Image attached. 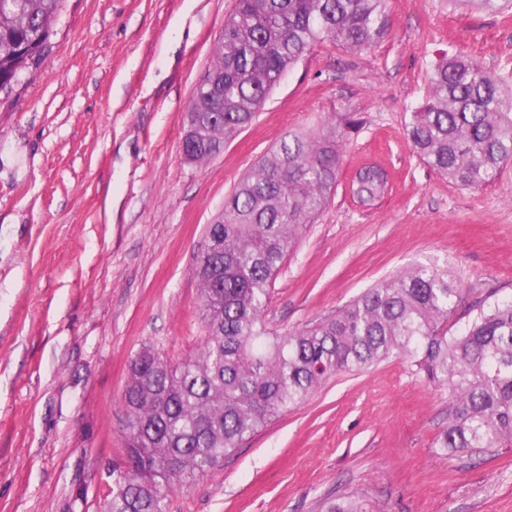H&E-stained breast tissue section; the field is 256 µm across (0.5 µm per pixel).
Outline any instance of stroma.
<instances>
[{
  "label": "stroma",
  "mask_w": 512,
  "mask_h": 512,
  "mask_svg": "<svg viewBox=\"0 0 512 512\" xmlns=\"http://www.w3.org/2000/svg\"><path fill=\"white\" fill-rule=\"evenodd\" d=\"M235 4L61 0L43 64L0 92V512H95L123 457L130 357L198 350L205 228L288 132L360 120L329 204L274 282L268 331L333 317L417 262L448 264L466 301L512 296V162L468 189L405 139L442 56L512 75V12L387 0L383 42L319 43L223 153L191 163L185 113ZM368 164L390 191L364 207L349 185ZM448 404L406 358L337 376L167 512H324L355 492L383 512H512V449L471 460L435 447Z\"/></svg>",
  "instance_id": "1"
}]
</instances>
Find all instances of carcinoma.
Here are the masks:
<instances>
[{"label": "carcinoma", "mask_w": 512, "mask_h": 512, "mask_svg": "<svg viewBox=\"0 0 512 512\" xmlns=\"http://www.w3.org/2000/svg\"><path fill=\"white\" fill-rule=\"evenodd\" d=\"M61 0H0V90L44 52ZM460 8L512 9V0H449ZM391 29L387 0H237L213 59L197 82L182 143L190 161L219 151L249 126L283 74L318 41L353 52ZM345 115L317 133H292L224 198L222 224L194 275L204 336L178 362L150 347L128 362L121 405L124 455L112 468L110 512H166L242 442L323 383L391 357H407L429 383L448 390V424L435 438L447 455L483 457L512 448V299L464 305L448 266L415 265L352 301L336 317L280 336L263 314L281 266L336 187ZM410 149L440 176L467 188L489 185L512 160V77L448 55L433 63L423 101L406 127ZM387 175L369 166L351 185L371 205ZM465 319L448 328L450 318ZM327 512H378L358 494Z\"/></svg>", "instance_id": "obj_1"}]
</instances>
